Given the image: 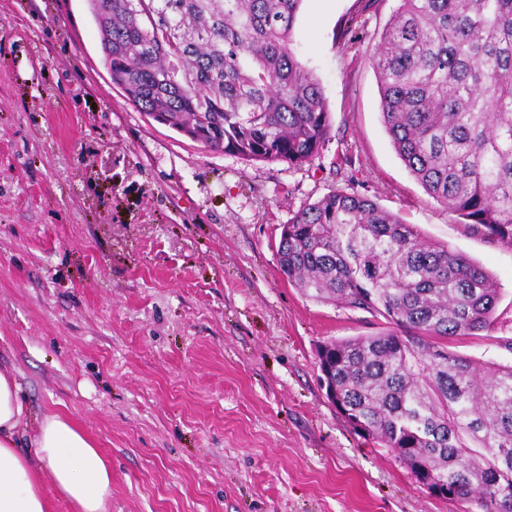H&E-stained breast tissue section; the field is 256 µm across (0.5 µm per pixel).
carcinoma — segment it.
I'll use <instances>...</instances> for the list:
<instances>
[{"mask_svg": "<svg viewBox=\"0 0 512 512\" xmlns=\"http://www.w3.org/2000/svg\"><path fill=\"white\" fill-rule=\"evenodd\" d=\"M303 0H88L112 83L140 111L246 161L300 166L327 140L323 89L291 49ZM383 123L426 194L512 247V0H399L369 58ZM288 282L385 320L317 350L353 429L415 483L512 512V365L448 342L487 331L494 276L371 199L332 191L282 225Z\"/></svg>", "mask_w": 512, "mask_h": 512, "instance_id": "carcinoma-1", "label": "carcinoma"}]
</instances>
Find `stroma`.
<instances>
[{
  "label": "stroma",
  "mask_w": 512,
  "mask_h": 512,
  "mask_svg": "<svg viewBox=\"0 0 512 512\" xmlns=\"http://www.w3.org/2000/svg\"><path fill=\"white\" fill-rule=\"evenodd\" d=\"M399 0H304L297 58L329 137L247 162L114 86L87 0H0V361L36 414L112 466L107 512H467L357 435L319 383L322 342L384 321L283 277L278 229L334 190L371 198L493 274L491 330L449 349L512 364V247L431 199L396 154L369 56Z\"/></svg>",
  "instance_id": "35a3bbf8"
}]
</instances>
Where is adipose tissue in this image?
Masks as SVG:
<instances>
[{
    "mask_svg": "<svg viewBox=\"0 0 512 512\" xmlns=\"http://www.w3.org/2000/svg\"><path fill=\"white\" fill-rule=\"evenodd\" d=\"M29 434L36 448L31 456L21 451ZM52 493L75 512H106L111 465L65 415L31 417L13 366L0 363V512H50Z\"/></svg>",
    "mask_w": 512,
    "mask_h": 512,
    "instance_id": "obj_1",
    "label": "adipose tissue"
}]
</instances>
